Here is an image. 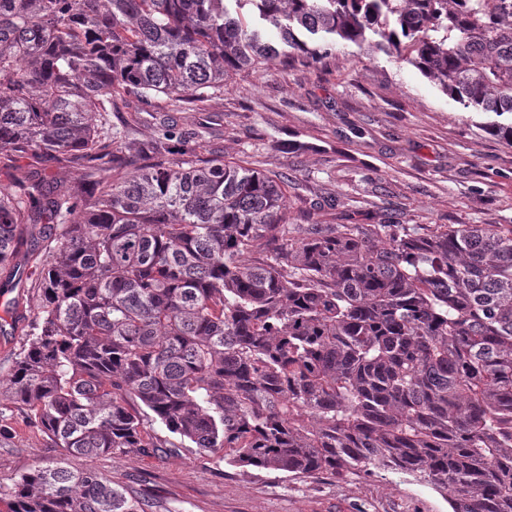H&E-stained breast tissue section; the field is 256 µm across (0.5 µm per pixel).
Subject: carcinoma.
Instances as JSON below:
<instances>
[{
  "label": "carcinoma",
  "mask_w": 512,
  "mask_h": 512,
  "mask_svg": "<svg viewBox=\"0 0 512 512\" xmlns=\"http://www.w3.org/2000/svg\"><path fill=\"white\" fill-rule=\"evenodd\" d=\"M338 40L396 53L512 146V0H0V162L87 169L0 189V270L42 251L0 394L73 458L383 469L451 512H512V227L290 224L287 182L191 148L150 162L103 128L120 101L197 106ZM148 509L66 460L11 492L10 512ZM17 170L38 172L51 186L71 185L81 181L84 177V170L80 166L49 165L40 156L29 153L17 157L11 168H4L0 165V187H10Z\"/></svg>",
  "instance_id": "1"
}]
</instances>
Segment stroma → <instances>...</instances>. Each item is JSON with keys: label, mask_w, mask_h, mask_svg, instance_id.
<instances>
[{"label": "stroma", "mask_w": 512, "mask_h": 512, "mask_svg": "<svg viewBox=\"0 0 512 512\" xmlns=\"http://www.w3.org/2000/svg\"><path fill=\"white\" fill-rule=\"evenodd\" d=\"M113 126L136 144L151 142L162 121L175 134L167 158L192 145L203 157L247 161L288 179L292 224L512 225V147L481 128L484 114L464 110L413 65L339 43L324 63L291 69L271 63L232 76L204 108L165 99L123 106ZM50 185L81 181L80 166H56L29 153L0 166V187L16 172ZM16 274L0 270V379H8L39 296L30 253ZM0 512L18 476L59 460L42 430L0 399ZM113 483L146 498L150 512H450L431 486L391 471L285 478L202 458L129 451L88 460Z\"/></svg>", "instance_id": "stroma-1"}]
</instances>
